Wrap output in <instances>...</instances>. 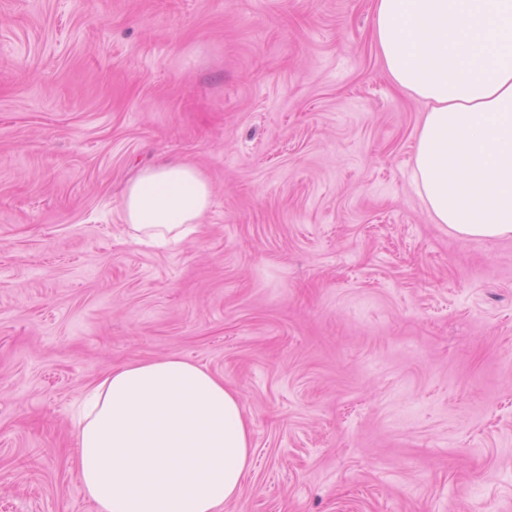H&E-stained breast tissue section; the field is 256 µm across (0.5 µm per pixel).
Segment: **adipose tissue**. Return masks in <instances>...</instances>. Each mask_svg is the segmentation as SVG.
Masks as SVG:
<instances>
[{
  "mask_svg": "<svg viewBox=\"0 0 512 512\" xmlns=\"http://www.w3.org/2000/svg\"><path fill=\"white\" fill-rule=\"evenodd\" d=\"M372 38L397 88L424 100L412 181L433 223L512 238V0H373ZM211 187L182 161L140 170L120 199L132 241L196 235ZM239 393L183 358L113 367L83 398L78 470L99 512H224L251 468Z\"/></svg>",
  "mask_w": 512,
  "mask_h": 512,
  "instance_id": "ef3b65f1",
  "label": "adipose tissue"
}]
</instances>
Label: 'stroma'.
Wrapping results in <instances>:
<instances>
[{
	"mask_svg": "<svg viewBox=\"0 0 512 512\" xmlns=\"http://www.w3.org/2000/svg\"><path fill=\"white\" fill-rule=\"evenodd\" d=\"M372 0H0V512H97L75 405L177 356L237 390L227 512H512V238L432 223L426 104ZM212 187L194 240L131 244L139 167Z\"/></svg>",
	"mask_w": 512,
	"mask_h": 512,
	"instance_id": "obj_1",
	"label": "stroma"
}]
</instances>
